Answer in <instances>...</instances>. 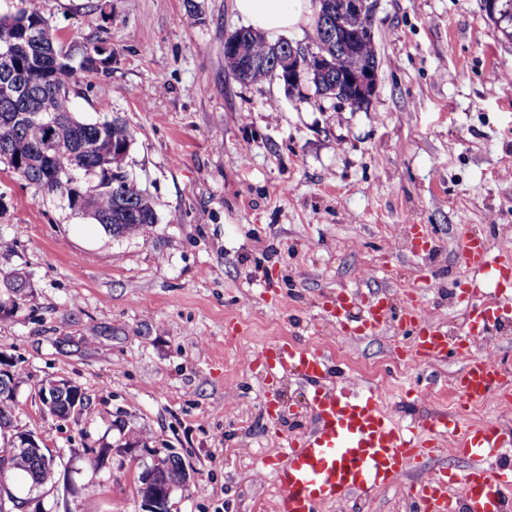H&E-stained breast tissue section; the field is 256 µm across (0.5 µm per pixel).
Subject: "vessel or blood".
I'll list each match as a JSON object with an SVG mask.
<instances>
[{
    "label": "vessel or blood",
    "instance_id": "vessel-or-blood-1",
    "mask_svg": "<svg viewBox=\"0 0 512 512\" xmlns=\"http://www.w3.org/2000/svg\"><path fill=\"white\" fill-rule=\"evenodd\" d=\"M486 238L463 233L459 258L474 276L460 287L470 337L492 334L512 305L504 300L476 302L482 288L480 273L489 265ZM331 322L352 336L383 332L393 320L414 331L409 349L420 364L447 356H466L455 379L459 397L480 404L502 389L501 366L490 356H468L469 344L448 336L422 315L416 304L394 311L386 294L341 290L324 303ZM266 378L295 376L308 390L310 420L300 437H288L273 470L281 489L275 512H321L323 506L365 497L387 487L431 455L435 436L454 438L457 451L470 462L464 473L441 469L411 484L409 494L418 512H512V463L503 449L512 432L497 421L479 426L449 428L445 418L425 421L431 439H422L411 427H402L372 392L354 393L328 386L333 372L328 358L313 347L298 348L279 342L258 355Z\"/></svg>",
    "mask_w": 512,
    "mask_h": 512
}]
</instances>
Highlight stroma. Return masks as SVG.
Segmentation results:
<instances>
[{"instance_id":"35a3bbf8","label":"stroma","mask_w":512,"mask_h":512,"mask_svg":"<svg viewBox=\"0 0 512 512\" xmlns=\"http://www.w3.org/2000/svg\"><path fill=\"white\" fill-rule=\"evenodd\" d=\"M40 12L63 42L112 49L111 67L80 74L74 111L133 130L125 168L157 215L118 238L0 163V282H28L0 314V365L19 427L75 470V494L55 488L44 512H141L140 446L194 471L171 512H273L282 438L311 414L298 379L267 381L253 360L280 340L316 343L400 419L512 427V398L453 400L462 360L401 372L403 330L352 338L321 310L343 287L387 288L400 305L426 275L421 308L459 337L462 231L512 255V40L482 0H379L378 87L361 110L227 76L224 42L245 25L234 0H40ZM413 224L431 252L415 251ZM51 380L79 387L85 410L47 415ZM453 445L325 512H412L410 484L468 467ZM90 448L107 451L99 469Z\"/></svg>"}]
</instances>
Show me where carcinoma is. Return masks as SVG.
I'll return each instance as SVG.
<instances>
[{
	"label": "carcinoma",
	"instance_id": "obj_1",
	"mask_svg": "<svg viewBox=\"0 0 512 512\" xmlns=\"http://www.w3.org/2000/svg\"><path fill=\"white\" fill-rule=\"evenodd\" d=\"M314 15V48L305 52L288 40L271 43L259 31L245 27L236 30L224 43V70L239 85L250 86L267 79H278L292 92L306 82L313 95L337 100L356 96V88L346 79L351 68L361 71L378 69L377 51L365 29L349 32L347 47L336 42L328 19L339 0H317ZM487 17L512 38V0H483ZM45 22L38 0H27L17 13L0 17V25H10L17 32L12 56L0 58V83L17 87L16 95H0V162L49 195H58L59 183L42 178L41 167L35 164L37 153L46 146L55 158L78 160L77 167L63 177L75 188L69 207L82 209L83 196L89 197V216L114 237L143 232L156 223L150 198L138 188L124 171L123 164L134 141L131 129L122 120L87 122L74 115L71 90L77 83L76 67L112 59L107 47L98 43L65 44L50 32L36 38L31 32ZM296 53L294 63L302 73L301 81L288 80V71L280 60ZM324 57L318 65L315 55ZM48 98L56 122L46 126L37 120L20 118L36 111L38 101ZM12 378L0 373V481L15 488L23 483L28 488H41L52 479L55 462L49 453L36 454L17 448L24 432L18 429L12 405ZM47 409L60 420H68L76 409H85L84 396L77 386L44 395ZM167 477L178 487L184 482L186 468L180 457H167Z\"/></svg>",
	"mask_w": 512,
	"mask_h": 512
}]
</instances>
